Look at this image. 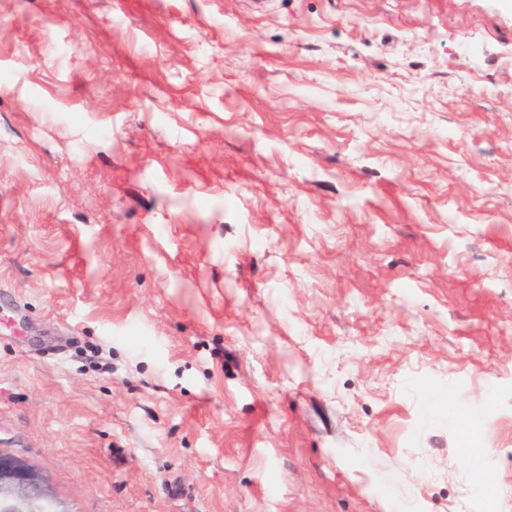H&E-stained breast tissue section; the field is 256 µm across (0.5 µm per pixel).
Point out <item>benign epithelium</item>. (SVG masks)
Wrapping results in <instances>:
<instances>
[{
  "label": "benign epithelium",
  "instance_id": "benign-epithelium-1",
  "mask_svg": "<svg viewBox=\"0 0 512 512\" xmlns=\"http://www.w3.org/2000/svg\"><path fill=\"white\" fill-rule=\"evenodd\" d=\"M0 512H69L25 457L0 450Z\"/></svg>",
  "mask_w": 512,
  "mask_h": 512
}]
</instances>
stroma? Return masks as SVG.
<instances>
[{"label": "stroma", "mask_w": 512, "mask_h": 512, "mask_svg": "<svg viewBox=\"0 0 512 512\" xmlns=\"http://www.w3.org/2000/svg\"><path fill=\"white\" fill-rule=\"evenodd\" d=\"M0 0V448L69 512H512V0Z\"/></svg>", "instance_id": "35a3bbf8"}]
</instances>
